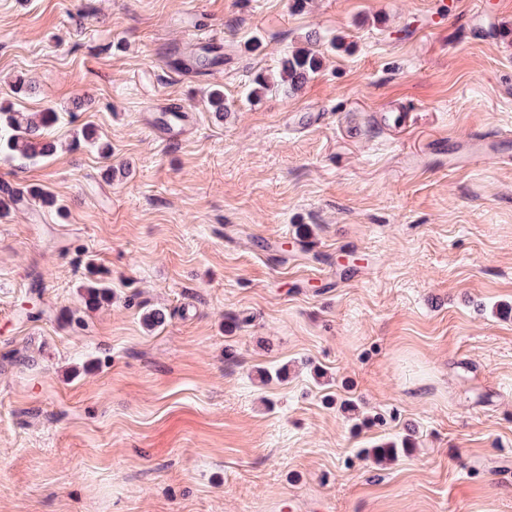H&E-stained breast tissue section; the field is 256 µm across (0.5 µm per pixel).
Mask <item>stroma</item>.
Wrapping results in <instances>:
<instances>
[{"label": "stroma", "mask_w": 512, "mask_h": 512, "mask_svg": "<svg viewBox=\"0 0 512 512\" xmlns=\"http://www.w3.org/2000/svg\"><path fill=\"white\" fill-rule=\"evenodd\" d=\"M0 106L59 114L0 155L57 199L0 217V512H512V137L449 164L512 134V0H0ZM223 56L211 47H200L184 52L175 62L178 68L194 71L197 74H205L209 69L219 65ZM321 67L319 55L310 48H296L282 60L279 78L270 81L269 78L259 76L255 80L256 87L252 94L259 95L266 91L278 89L279 86L288 85V91L301 89ZM495 156L496 144L494 141L485 137L471 136L459 144V151L454 157L455 162L452 165L475 164ZM84 293L82 296L84 305L86 307H99L112 299V292L109 286L102 284L98 280H90L83 287Z\"/></svg>", "instance_id": "1"}]
</instances>
